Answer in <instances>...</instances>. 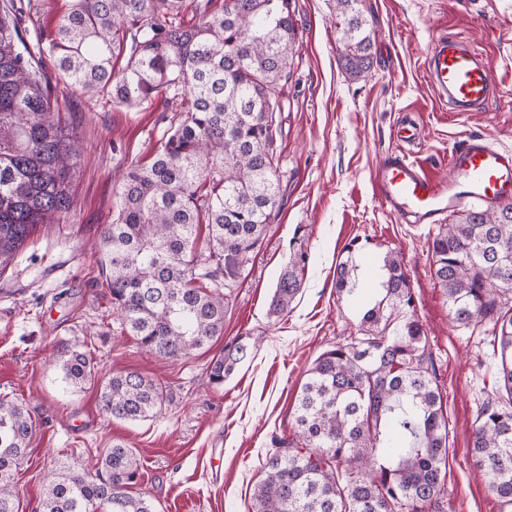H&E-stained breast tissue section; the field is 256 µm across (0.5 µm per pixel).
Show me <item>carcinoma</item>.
I'll return each mask as SVG.
<instances>
[{"mask_svg": "<svg viewBox=\"0 0 512 512\" xmlns=\"http://www.w3.org/2000/svg\"><path fill=\"white\" fill-rule=\"evenodd\" d=\"M71 0L45 48L33 52L23 0H0V274L39 224L71 206L81 148L51 107L44 57L74 86L112 105L149 110L181 99L177 122L152 162L122 175L112 221L97 244L121 326L148 353L178 360L224 335V307L250 273L279 197L275 112L299 47L292 0ZM362 0H335L339 62L352 80L374 67L375 33ZM125 57L117 70L114 60ZM289 244L269 315L288 312L309 264L304 236ZM433 277L453 322L492 325L500 385L479 407L469 454L503 512H512V202L473 206L429 245ZM384 298L361 312L357 335L321 352L297 395L296 432L278 442L253 494L252 512H448V418L429 337L415 317L401 256L380 259ZM351 268L336 293L352 294ZM249 346H224L207 379L221 385ZM64 379H95L77 344L56 350ZM162 384L120 371L100 388L102 411L140 421L159 413ZM33 432L27 407L0 399V512H17L12 475ZM140 459L112 442L92 468L46 475L41 512H156L130 491Z\"/></svg>", "mask_w": 512, "mask_h": 512, "instance_id": "carcinoma-1", "label": "carcinoma"}]
</instances>
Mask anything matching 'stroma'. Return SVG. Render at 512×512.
Listing matches in <instances>:
<instances>
[{"label": "stroma", "instance_id": "obj_1", "mask_svg": "<svg viewBox=\"0 0 512 512\" xmlns=\"http://www.w3.org/2000/svg\"><path fill=\"white\" fill-rule=\"evenodd\" d=\"M363 6L376 60L371 77L353 81L338 63L335 0H292L299 50L277 114L278 213L224 309L223 339L179 360L146 354L121 329L92 245L112 220L122 174L151 160L180 102L165 97L147 111L118 108L47 68L84 159L69 213L37 226L0 275V397L22 402L35 422L14 474L19 512H39L48 468L96 462L116 440L139 458L132 491L150 498L156 512H251L267 454L295 434V398L313 360L356 331L359 313L335 287L336 267L354 239L365 255L400 253L410 273L447 409L452 512H501L468 454L476 409L498 388L490 337L449 315L428 251L438 226L401 221L373 182L380 160L401 146L394 128L404 112L418 117L417 155L439 175H447L448 154L462 135L512 149V0ZM438 35L458 38L492 63L497 86L483 106L452 112L436 95L426 57ZM300 225L311 260L290 312L274 320L268 303ZM238 337L250 343V355L224 384L207 385L210 361ZM75 342L91 351L97 370L81 389L66 384L55 360L59 346ZM120 371L165 385L167 400L155 418L126 423L102 413L100 383ZM218 443L224 455L216 463Z\"/></svg>", "mask_w": 512, "mask_h": 512}]
</instances>
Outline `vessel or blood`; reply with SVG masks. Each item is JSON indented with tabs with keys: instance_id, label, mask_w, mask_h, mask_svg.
<instances>
[{
	"instance_id": "obj_1",
	"label": "vessel or blood",
	"mask_w": 512,
	"mask_h": 512,
	"mask_svg": "<svg viewBox=\"0 0 512 512\" xmlns=\"http://www.w3.org/2000/svg\"><path fill=\"white\" fill-rule=\"evenodd\" d=\"M426 65L433 87L455 112L484 103L496 86L489 62L446 37L431 42ZM400 133L407 148L380 161L375 189L381 202L403 219L436 224L448 210L469 201H512V150L498 148L483 136H468L451 150L448 174L442 177L411 152L419 141L415 122H404Z\"/></svg>"
}]
</instances>
